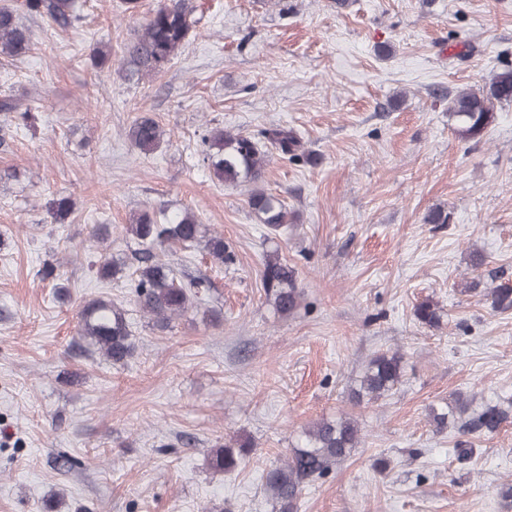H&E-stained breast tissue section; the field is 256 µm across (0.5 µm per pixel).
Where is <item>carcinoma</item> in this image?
Here are the masks:
<instances>
[{
  "mask_svg": "<svg viewBox=\"0 0 512 512\" xmlns=\"http://www.w3.org/2000/svg\"><path fill=\"white\" fill-rule=\"evenodd\" d=\"M193 10L191 0H165L150 13L142 32L127 48L124 66L129 77L139 79L165 70L188 42ZM22 14L45 18L60 28H67L77 20L76 0H13L12 4L0 7V55L21 57L31 50L32 34L29 27L20 22ZM511 101L512 66L505 65L494 72L485 85L464 88L448 97V116L460 138L477 141L496 121L498 106ZM0 112L12 113L14 119L26 123L33 118L31 109H21L10 97L0 99ZM129 137L135 147L150 152L162 144L164 131L155 120L143 117L131 126ZM268 143L283 159L305 156L300 151L302 144L297 135L277 127L265 128L257 136L212 128L201 137L200 154L219 181L250 187L248 207L259 223L274 234L291 223L293 215L283 199L264 188ZM126 230L139 246L130 284L134 300L160 330L168 329L174 319L194 309L197 290L208 287L203 277L186 282L179 280L169 262L162 259L165 251L202 244L219 266L231 265L236 260L235 252L224 242V237L208 233L206 225L189 211L172 214L161 207L145 209L133 215ZM124 271L125 263L112 258L100 264L97 274L102 279H113ZM261 278L278 312L288 314L297 309L302 294L295 270L282 261L278 253L266 256ZM489 300L494 312L512 311V288L490 289ZM415 313L429 326L440 324L441 315L429 302L418 304ZM78 335L114 366L124 364L136 351L125 311L108 300L94 299L82 306ZM403 373L400 352L375 355L355 388L356 403L375 402L387 396L401 382ZM430 417L438 432L457 425L464 435H488L497 432L512 415L497 404L475 406L473 401L459 397L432 409ZM360 440L359 424L349 415L314 423L292 455L267 475L266 490L275 512H294L304 484L326 475L347 459ZM233 447L230 440L211 452V466L224 471L237 468L245 452L236 454Z\"/></svg>",
  "mask_w": 512,
  "mask_h": 512,
  "instance_id": "1",
  "label": "carcinoma"
}]
</instances>
